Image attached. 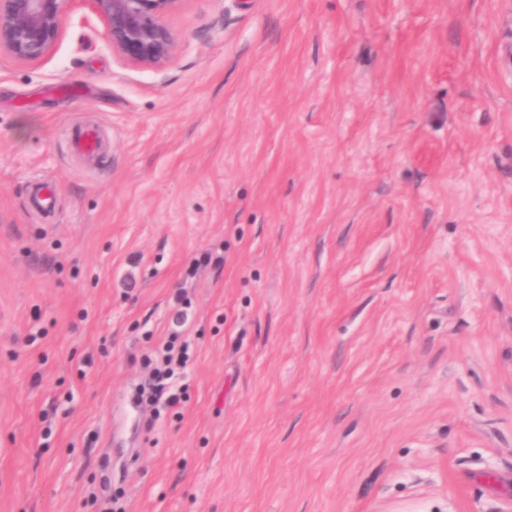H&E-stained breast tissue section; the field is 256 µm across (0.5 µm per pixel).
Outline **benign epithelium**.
Instances as JSON below:
<instances>
[{
  "label": "benign epithelium",
  "instance_id": "1",
  "mask_svg": "<svg viewBox=\"0 0 512 512\" xmlns=\"http://www.w3.org/2000/svg\"><path fill=\"white\" fill-rule=\"evenodd\" d=\"M69 0H0V49L17 60L41 57L58 37ZM182 0H93L112 50L137 68L169 62L178 35L166 18Z\"/></svg>",
  "mask_w": 512,
  "mask_h": 512
}]
</instances>
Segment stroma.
<instances>
[{"label":"stroma","instance_id":"stroma-1","mask_svg":"<svg viewBox=\"0 0 512 512\" xmlns=\"http://www.w3.org/2000/svg\"><path fill=\"white\" fill-rule=\"evenodd\" d=\"M167 22L157 69L90 0L0 51V512H512V0ZM180 288L189 398L148 430ZM72 148L80 155L93 158L102 148L99 130L94 126L74 127L67 131Z\"/></svg>","mask_w":512,"mask_h":512}]
</instances>
